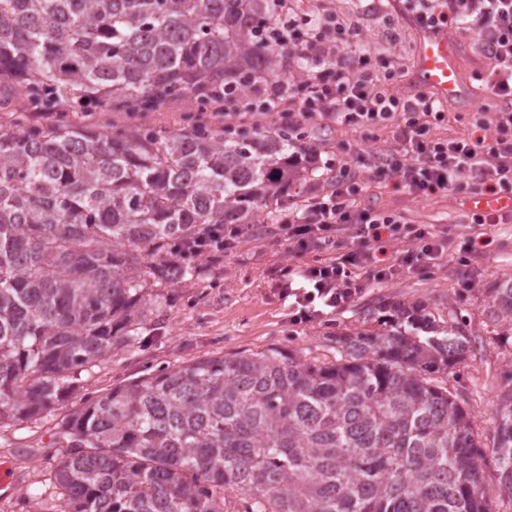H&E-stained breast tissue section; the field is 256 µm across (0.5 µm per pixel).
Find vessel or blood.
Returning a JSON list of instances; mask_svg holds the SVG:
<instances>
[{"instance_id":"1","label":"vessel or blood","mask_w":512,"mask_h":512,"mask_svg":"<svg viewBox=\"0 0 512 512\" xmlns=\"http://www.w3.org/2000/svg\"><path fill=\"white\" fill-rule=\"evenodd\" d=\"M460 46L447 30L421 29L414 79L417 87L441 101L462 100L466 87L459 75Z\"/></svg>"}]
</instances>
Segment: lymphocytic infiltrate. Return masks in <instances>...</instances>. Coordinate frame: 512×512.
Segmentation results:
<instances>
[{
  "mask_svg": "<svg viewBox=\"0 0 512 512\" xmlns=\"http://www.w3.org/2000/svg\"><path fill=\"white\" fill-rule=\"evenodd\" d=\"M419 26L445 28L456 21L476 35L493 65L485 73L503 106L492 117L475 119L467 135L442 139L430 123L442 120L440 102L418 90L397 97L381 90L366 67L368 50L358 39L337 47L325 32L296 40L288 23L287 0H274L278 19L273 39L281 48L324 61L307 73L309 95L301 115L322 114L364 132L390 129L394 146L378 155L374 175L418 197L454 189L463 179L480 182L485 192L512 195V0H401ZM367 179L340 169L328 189L288 215L281 237L290 251L305 254L326 244L334 257L290 265L281 271L280 294L288 300L292 323L309 322L351 305L366 281L427 269L445 252V237L423 225H399L395 216L362 205ZM404 238L412 248L386 260L388 242Z\"/></svg>",
  "mask_w": 512,
  "mask_h": 512,
  "instance_id": "lymphocytic-infiltrate-1",
  "label": "lymphocytic infiltrate"
}]
</instances>
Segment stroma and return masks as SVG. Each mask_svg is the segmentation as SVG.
<instances>
[{"label":"stroma","mask_w":512,"mask_h":512,"mask_svg":"<svg viewBox=\"0 0 512 512\" xmlns=\"http://www.w3.org/2000/svg\"><path fill=\"white\" fill-rule=\"evenodd\" d=\"M288 15L299 36L329 29L337 45H344L350 27H358L361 40L371 49L370 64L386 88L399 96L414 91L417 31L411 21L395 11L391 0H288ZM460 48V76L469 91L466 102H445V114L436 132L459 138L466 135L475 112L496 111L499 100L487 88L483 74L490 65L476 36L453 29ZM323 64L289 54L285 77L294 84L291 102L269 117L245 115L238 129H273L289 125L300 136L301 152L314 156L315 172L299 193L289 194L279 205L272 223L253 224L230 255L202 256L194 261L190 280L156 284L146 298L149 312L136 340L121 346L81 374V388L50 413L0 425V468L11 476L0 485V512H42L54 490L47 476L56 464L58 450L51 443L57 422L83 398L107 393L145 373L195 360L242 351L281 348L307 360L336 357V336L379 329L375 308L389 303L424 301L439 311L462 316L475 346L465 362L449 370L446 381L470 417L481 439L485 458H492L494 411L501 392L512 382V335H498L484 312L487 288L512 276V212H500V221L470 229L473 197L482 189L475 180L461 187L420 198L396 190L383 179H372L378 153L391 143L389 131L366 138L359 130L341 126L327 117L306 119L295 103L306 90L296 79L301 71H319ZM214 107H198L181 97L149 110L98 107L90 112L68 113L82 125L98 127L152 126L175 132L191 124L217 127ZM348 162L351 170L369 177L366 206L385 210L402 223L431 225L445 232L448 247L435 265L421 273L404 274L382 282H369L364 293L347 309L323 319L292 324L288 303L278 291L280 270L305 263V256L289 252L275 237L276 224L289 211L301 208L309 197L326 188L336 166ZM482 242L474 253L462 245L470 234Z\"/></svg>","instance_id":"1"}]
</instances>
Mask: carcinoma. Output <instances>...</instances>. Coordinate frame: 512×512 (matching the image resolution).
I'll return each instance as SVG.
<instances>
[{
    "instance_id": "cac0c4a2",
    "label": "carcinoma",
    "mask_w": 512,
    "mask_h": 512,
    "mask_svg": "<svg viewBox=\"0 0 512 512\" xmlns=\"http://www.w3.org/2000/svg\"><path fill=\"white\" fill-rule=\"evenodd\" d=\"M270 0H0V86L44 111L237 100L283 78ZM298 133L60 123L0 129V424L65 401L134 340L147 280L186 279L184 244L255 224L309 177ZM512 332V277L487 289ZM336 361L277 348L163 368L86 399L52 434L48 512H493L512 501V389L495 408L497 488L441 376L465 324L389 306Z\"/></svg>"
}]
</instances>
